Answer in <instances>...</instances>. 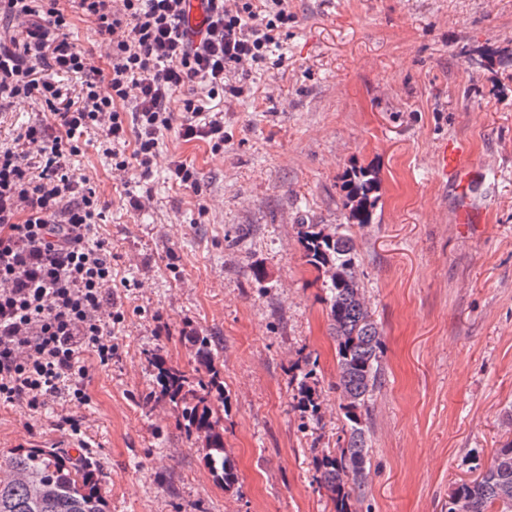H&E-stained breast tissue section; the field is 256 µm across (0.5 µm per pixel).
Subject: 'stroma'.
Returning <instances> with one entry per match:
<instances>
[{"label":"stroma","mask_w":512,"mask_h":512,"mask_svg":"<svg viewBox=\"0 0 512 512\" xmlns=\"http://www.w3.org/2000/svg\"><path fill=\"white\" fill-rule=\"evenodd\" d=\"M288 10L287 35L243 96L212 98L198 84L171 99L174 113L195 98L200 121L223 120V152L170 130L146 179L114 176L94 139L70 159L105 207L97 235L112 250L117 353L78 379L84 401L63 394L36 414L0 405V457L85 445L108 512H333L313 453L343 443L336 343L302 222L348 225L385 342L358 512H448L473 460L489 465L512 440V71L476 63L489 49L512 54V0H288ZM47 117L15 101L0 111V145ZM447 138L475 170L461 188L437 173ZM176 161L197 169L198 189L173 182ZM359 167L380 182L364 227L349 224L341 188ZM192 332L219 339L230 490L175 412L148 398L145 352L193 370ZM302 353L320 369V419L306 425L290 371Z\"/></svg>","instance_id":"stroma-1"}]
</instances>
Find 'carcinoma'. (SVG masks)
I'll return each instance as SVG.
<instances>
[{"instance_id":"obj_1","label":"carcinoma","mask_w":512,"mask_h":512,"mask_svg":"<svg viewBox=\"0 0 512 512\" xmlns=\"http://www.w3.org/2000/svg\"><path fill=\"white\" fill-rule=\"evenodd\" d=\"M346 205L351 223L373 222L378 181L360 170L347 181ZM306 262L323 276L324 302L331 336L336 342V391L343 413L344 445L318 459L320 484L330 493L334 512H352L350 501H363L369 471V420L375 393L382 387L383 340L368 306L358 273L353 239L340 229L322 224L299 225ZM197 366L190 375L160 355L149 358L157 391L153 398L169 405L186 435L205 451L212 475L234 487L236 465L224 450V429L214 399L225 400L221 370L216 363L215 340L193 335ZM302 376L298 408L302 417L320 418L316 362L306 356L297 365ZM23 475H35L45 491L35 497ZM0 512H107L99 474L87 458L63 448H15L0 465ZM448 512H512V441L495 450L491 464L471 481L453 489Z\"/></svg>"}]
</instances>
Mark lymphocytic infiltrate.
Wrapping results in <instances>:
<instances>
[{
	"label": "lymphocytic infiltrate",
	"instance_id": "f902f5d3",
	"mask_svg": "<svg viewBox=\"0 0 512 512\" xmlns=\"http://www.w3.org/2000/svg\"><path fill=\"white\" fill-rule=\"evenodd\" d=\"M108 37V67L69 42L72 25L59 0H0V109L37 99L48 122L0 147V403L40 411L65 382L87 373L86 360L111 364L110 324L102 314L112 282V251L93 232L102 206L87 179L68 167L94 131L113 170L148 177L159 135L224 149V124L199 122L188 99L184 117L168 107L199 83L237 98L288 27V0H204L202 37L185 26L187 0H75ZM81 76L78 96L61 84ZM134 149H127V142Z\"/></svg>",
	"mask_w": 512,
	"mask_h": 512
}]
</instances>
